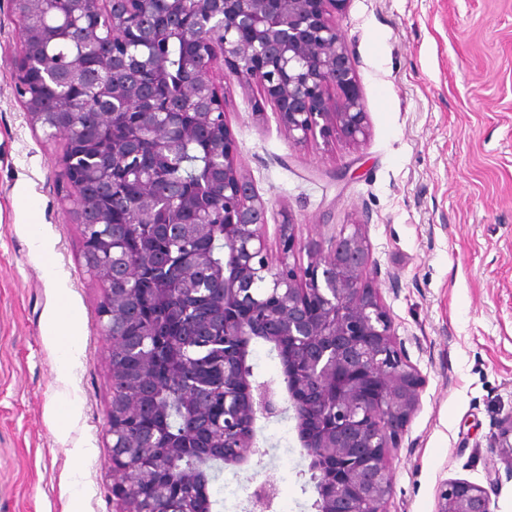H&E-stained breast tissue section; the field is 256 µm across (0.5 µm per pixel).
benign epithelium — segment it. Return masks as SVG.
Returning a JSON list of instances; mask_svg holds the SVG:
<instances>
[{
	"mask_svg": "<svg viewBox=\"0 0 512 512\" xmlns=\"http://www.w3.org/2000/svg\"><path fill=\"white\" fill-rule=\"evenodd\" d=\"M105 2L111 40L99 29L81 33L82 44L97 51L105 77L96 79L79 56L61 64L46 45L50 14L76 17ZM19 26L22 54L17 60V92L27 119L61 132L53 115L70 108L49 101L23 82L24 67L63 72L68 83L91 84L98 121L123 110L127 129L112 138V153L92 155L79 176L90 192L70 184L75 149L84 148L67 130L68 146L59 179L79 229L100 231L107 260L97 270L105 283L101 333L109 344L112 404L104 427L112 460L114 512H212L204 467L240 466L261 453L259 418L290 412L300 447L310 461L317 497L315 512H385L393 490L387 449L398 446L404 426L420 404L421 379L397 344L376 289L366 281L370 250L363 224L341 232L326 251L316 247L307 266L289 262L297 244L293 224L280 229V264L266 256L265 206L237 167L225 122L224 97L211 77L216 57L249 89L260 87L276 106L288 138L302 143L316 134L339 135L357 143L367 134V112L352 52L330 14L349 0H168L171 18L193 11L202 33L178 25L160 26L150 0H8ZM137 28L138 39L126 37ZM171 39H195L198 51L184 62L178 91L159 99L168 82L163 59L153 47ZM204 126L209 137L206 190L184 203V184L167 171L185 164L183 145ZM136 186L127 198L118 183ZM109 208L128 211L145 230L142 266L122 248L110 224ZM199 239L224 243V261L208 252L184 255L176 246ZM157 310L144 322L132 346L123 323L132 309ZM191 325L189 338H203L217 358L220 388L197 378L185 347L174 344L169 327ZM262 340L288 362L282 382H260L248 371L249 348ZM167 394L181 404L183 426L168 427ZM143 413L158 419L156 435L140 439L135 421ZM512 466V418L498 436ZM189 455L196 464L178 475L165 462ZM276 496L266 479L253 490L251 512H268ZM488 490L467 480L445 481L436 512H493Z\"/></svg>",
	"mask_w": 512,
	"mask_h": 512,
	"instance_id": "obj_1",
	"label": "benign epithelium"
}]
</instances>
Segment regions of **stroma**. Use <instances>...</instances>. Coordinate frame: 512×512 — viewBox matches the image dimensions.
I'll return each mask as SVG.
<instances>
[{
  "instance_id": "1",
  "label": "stroma",
  "mask_w": 512,
  "mask_h": 512,
  "mask_svg": "<svg viewBox=\"0 0 512 512\" xmlns=\"http://www.w3.org/2000/svg\"><path fill=\"white\" fill-rule=\"evenodd\" d=\"M336 25L368 115L359 143H291L260 88L243 89L223 62L213 68L237 166L266 205L269 261L280 260L281 225H295L293 260L305 265L310 246L329 248L344 226L363 224L367 280L423 381L388 453L386 512H435L450 479L488 488L494 512H512V470L497 448L512 418V0H349ZM20 48L0 0V512H112L103 285L58 187L66 138L25 119ZM37 233L51 244L41 256ZM47 264L62 287L46 281ZM65 316L70 329L52 337ZM70 344L77 361L61 381ZM256 428L262 456L215 474L213 512H249L268 477L272 512H314L294 420L284 413Z\"/></svg>"
}]
</instances>
